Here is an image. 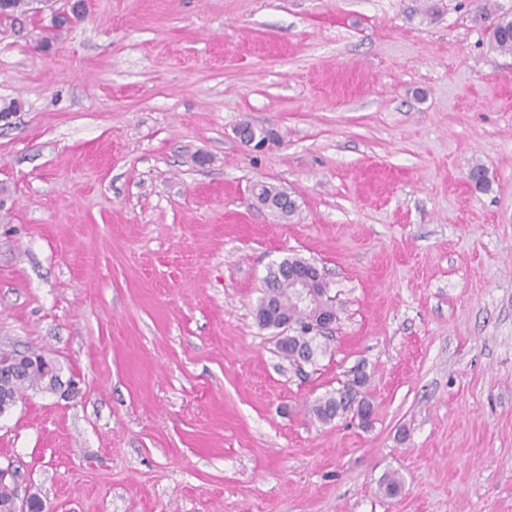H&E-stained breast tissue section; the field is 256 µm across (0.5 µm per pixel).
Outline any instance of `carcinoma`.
<instances>
[{
	"label": "carcinoma",
	"mask_w": 512,
	"mask_h": 512,
	"mask_svg": "<svg viewBox=\"0 0 512 512\" xmlns=\"http://www.w3.org/2000/svg\"><path fill=\"white\" fill-rule=\"evenodd\" d=\"M486 18L496 25L499 36L492 42L494 49L501 53H512V14L503 12L500 14L490 13L487 7H482ZM85 11V0H74L71 5V15L64 13H52L49 30L56 31L65 27L69 17L78 18ZM311 265L301 257H291L281 261L275 269L271 270L265 278V288L260 297L255 317L259 326L263 328H277L285 320L297 325L299 334L278 347L280 356L291 364L303 361L301 354L305 353L309 358H314L321 345L316 343V337L307 335L308 329L314 320L315 310H299L296 307L295 295L293 294V281L288 277L284 268L297 269ZM36 363L17 375H0V414L13 406L22 392L28 388L48 389L51 376L46 369L44 356L33 355ZM352 379L348 380L344 390L336 396H328L318 400L312 411L322 422H330L343 414L347 408L346 396L355 392L361 393L366 387L368 375L363 368L355 366L350 370Z\"/></svg>",
	"instance_id": "cac0c4a2"
}]
</instances>
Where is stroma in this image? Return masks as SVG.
Returning <instances> with one entry per match:
<instances>
[{"label":"stroma","instance_id":"1","mask_svg":"<svg viewBox=\"0 0 512 512\" xmlns=\"http://www.w3.org/2000/svg\"><path fill=\"white\" fill-rule=\"evenodd\" d=\"M40 38L0 16V349L63 382L0 465L44 512H512V53L476 0H88ZM292 256L338 314L298 366L254 314ZM357 365L370 423L318 420ZM252 125L253 124H251L249 128L240 125L236 127L235 134L242 144L258 151L267 150L273 146L279 145L278 136L275 134L265 141V139L272 134V129L254 125L253 134L257 137V139H260L259 141H265L264 144L260 145L258 148H255L256 138L251 134Z\"/></svg>","mask_w":512,"mask_h":512}]
</instances>
